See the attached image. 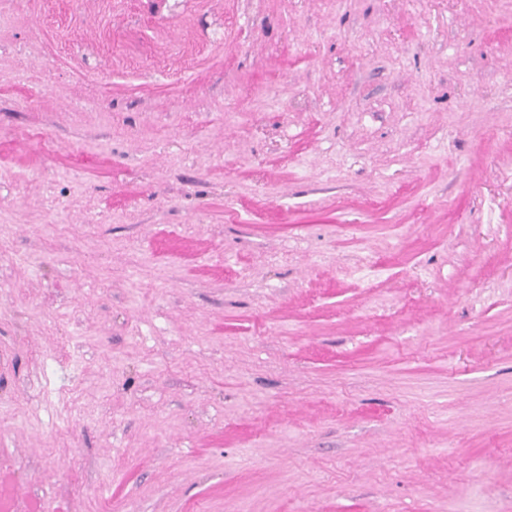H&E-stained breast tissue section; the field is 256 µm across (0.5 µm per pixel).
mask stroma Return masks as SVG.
Returning <instances> with one entry per match:
<instances>
[{
  "label": "stroma",
  "mask_w": 512,
  "mask_h": 512,
  "mask_svg": "<svg viewBox=\"0 0 512 512\" xmlns=\"http://www.w3.org/2000/svg\"><path fill=\"white\" fill-rule=\"evenodd\" d=\"M10 512H512V0H0Z\"/></svg>",
  "instance_id": "obj_1"
}]
</instances>
